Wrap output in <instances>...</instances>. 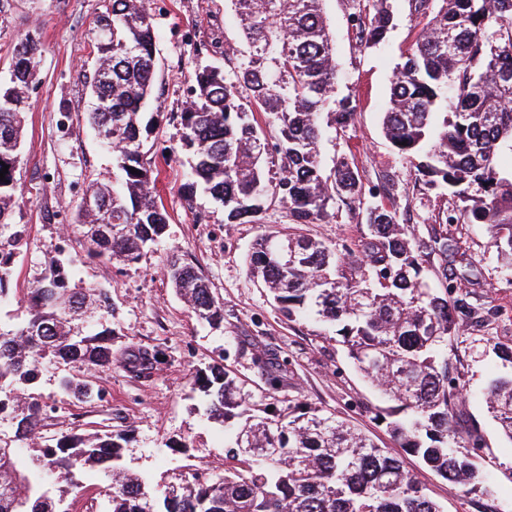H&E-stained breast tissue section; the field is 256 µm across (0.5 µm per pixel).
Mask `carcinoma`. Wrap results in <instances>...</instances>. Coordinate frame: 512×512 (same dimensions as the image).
Wrapping results in <instances>:
<instances>
[{
    "label": "carcinoma",
    "mask_w": 512,
    "mask_h": 512,
    "mask_svg": "<svg viewBox=\"0 0 512 512\" xmlns=\"http://www.w3.org/2000/svg\"><path fill=\"white\" fill-rule=\"evenodd\" d=\"M323 2L224 0L240 39L224 41V65L199 66L188 81L191 106L180 118L191 171L181 190L190 198L200 188L209 193L226 224H256L270 207L286 209L292 232L259 238L246 256L248 274L288 320L312 318L336 336L386 402L375 418L407 453L449 482L488 494L482 436L476 428L461 434L452 419L462 386L450 340L467 313L474 263L456 258L448 230L423 239L400 223L389 182L365 186L342 156L324 164L327 130L348 127L357 105L350 95L336 98L340 70ZM384 2L376 0L371 16L350 17L366 49L386 41L392 16ZM412 7L422 28L394 72L384 136L413 164L416 183L448 192L446 223L487 225L497 256L512 267V163L503 165L512 159V0H412ZM93 41L88 120L118 175L89 186L99 204L78 209L73 231L88 256L128 265L160 241L169 220L156 193V161L144 151L152 121L142 114L157 64L144 0H107ZM38 53L29 36L17 43L9 81L0 83V161L8 166L0 180V304L11 299L15 259L28 247L27 228L12 215ZM344 210L366 228L345 252L303 232ZM435 256L458 267L436 281ZM166 272L199 321L224 322V304L198 267L173 255ZM24 300L25 318L0 328V512H62L56 489L81 494L89 468L106 478L107 512H443L413 472L345 418L292 400L271 411L220 364L196 370L193 386L208 418L224 424L222 477L188 472L155 484L133 475L123 464L125 429L42 442L47 405L30 392L42 370L68 368L59 390L87 402L100 390L77 373L115 365L149 378L159 351L115 353L103 324L108 292L72 282L57 260ZM257 362L277 389L287 361L267 348ZM484 403L512 442V374L490 381Z\"/></svg>",
    "instance_id": "obj_1"
}]
</instances>
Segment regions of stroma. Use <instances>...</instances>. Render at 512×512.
Segmentation results:
<instances>
[{
    "label": "stroma",
    "mask_w": 512,
    "mask_h": 512,
    "mask_svg": "<svg viewBox=\"0 0 512 512\" xmlns=\"http://www.w3.org/2000/svg\"><path fill=\"white\" fill-rule=\"evenodd\" d=\"M394 15L388 43L379 49L361 47L348 19L358 0H325L334 35L336 58L344 73L338 94L352 95L354 122L322 142L324 162L353 158L365 185L391 179L403 223L428 237L445 220L448 196L439 188L415 183L412 164L385 139L381 114L400 53L416 39L418 29L411 0H388ZM157 41V71L148 113L158 120L149 138L154 152L165 151L159 163L157 191L169 216L160 244L145 250L139 262L123 265L88 258L72 231L75 213L90 182H111L112 154L87 121L89 82L96 68L95 21L104 0H0V81L9 78L15 45L35 34L42 47L39 81L28 94L22 161L16 173L23 193L14 223L25 225L30 245L15 262L11 288L17 296L1 309L17 315L25 304L20 294L35 287L51 259L76 257L72 271L84 286L106 289L115 332L112 348H154L163 357L152 378L139 379L119 368L99 369L88 377L105 392L102 401L78 403L62 398L52 370H44L34 391L44 401H59L58 412L43 422L42 435L91 434L128 428L124 450L131 471L156 481L197 466L224 471V428L203 414L192 390L196 369L219 362L259 397H273L276 407L296 398L348 418L374 442L401 457L417 474L426 492L444 512H512V442L502 437L480 394L506 367L491 348L512 346V271L496 258L483 224H455L451 233L459 252L478 267L468 300L477 315L461 320L452 363L463 384L453 407L459 431L478 428L485 440L482 471L494 481L492 495L469 492L425 468L405 454L372 414L379 396L367 386L335 341L311 322L288 321L271 296L246 270L245 255L261 235L288 232L284 209L269 208L256 224H228L223 209L204 193L185 200L180 187L189 169L180 151V114L189 104L188 81L197 66L219 65L213 44L237 35L224 0H146ZM198 266L214 297L224 304V321L210 327L197 321L175 294L164 268L171 254ZM274 347L287 360L289 373L279 389L265 382L256 356Z\"/></svg>",
    "instance_id": "1"
}]
</instances>
